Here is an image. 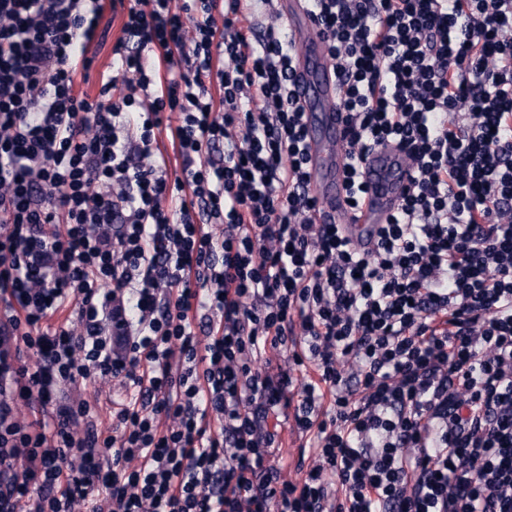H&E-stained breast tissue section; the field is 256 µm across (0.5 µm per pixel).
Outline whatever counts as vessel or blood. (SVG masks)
<instances>
[{"label": "vessel or blood", "mask_w": 512, "mask_h": 512, "mask_svg": "<svg viewBox=\"0 0 512 512\" xmlns=\"http://www.w3.org/2000/svg\"><path fill=\"white\" fill-rule=\"evenodd\" d=\"M284 35L299 57L298 93L304 108L311 187L324 221L350 225L355 244L374 245L411 183L412 165L405 152L389 144L372 151L363 163L367 192L360 207L346 202L344 161L337 147L345 135L336 108V81L325 62V44L304 0H280Z\"/></svg>", "instance_id": "vessel-or-blood-1"}]
</instances>
